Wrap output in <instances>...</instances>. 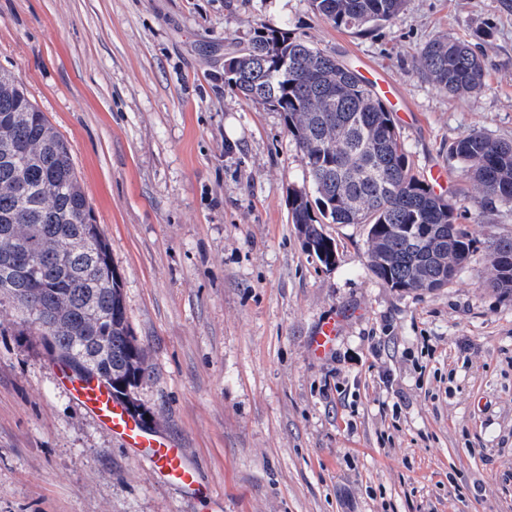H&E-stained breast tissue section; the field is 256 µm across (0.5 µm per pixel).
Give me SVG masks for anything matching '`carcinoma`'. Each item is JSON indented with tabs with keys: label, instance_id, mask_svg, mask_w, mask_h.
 Returning a JSON list of instances; mask_svg holds the SVG:
<instances>
[{
	"label": "carcinoma",
	"instance_id": "carcinoma-1",
	"mask_svg": "<svg viewBox=\"0 0 512 512\" xmlns=\"http://www.w3.org/2000/svg\"><path fill=\"white\" fill-rule=\"evenodd\" d=\"M406 0H309L334 27L354 33L393 23ZM235 64L224 89L283 115L306 159L314 199L293 190L291 221L328 263L336 247L322 225L366 224L367 267L392 288L433 293L453 281L474 252L457 223L458 206L414 172L394 113L356 71L286 29L262 26L248 45L224 56ZM426 76L451 95L474 96L485 68L472 44L450 36L426 42L419 57ZM477 183L480 208L512 204V141L471 131L449 147ZM68 142L8 72L0 70V307L18 310L44 345L100 377L132 380L146 374L145 351L125 314L122 282L106 257ZM37 264L17 279L3 255ZM492 288L512 297V237L493 244ZM39 305L59 325L47 333L30 317Z\"/></svg>",
	"mask_w": 512,
	"mask_h": 512
}]
</instances>
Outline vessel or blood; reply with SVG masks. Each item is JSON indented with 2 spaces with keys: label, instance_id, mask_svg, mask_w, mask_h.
<instances>
[{
  "label": "vessel or blood",
  "instance_id": "vessel-or-blood-1",
  "mask_svg": "<svg viewBox=\"0 0 512 512\" xmlns=\"http://www.w3.org/2000/svg\"><path fill=\"white\" fill-rule=\"evenodd\" d=\"M341 326L342 319L338 316L328 318L318 326L310 344L315 356L321 357L330 351ZM60 379L78 405L89 411L126 447L139 449L144 460L163 479L183 487L197 483L198 472L188 463L184 448L145 428L104 384L85 383L65 372L61 373Z\"/></svg>",
  "mask_w": 512,
  "mask_h": 512
}]
</instances>
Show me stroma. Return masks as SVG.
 <instances>
[{"label":"stroma","instance_id":"stroma-1","mask_svg":"<svg viewBox=\"0 0 512 512\" xmlns=\"http://www.w3.org/2000/svg\"><path fill=\"white\" fill-rule=\"evenodd\" d=\"M263 25L381 68L416 172L445 168L450 197L481 196L453 142L512 140V0H406L365 34L308 0H0V67L68 141L122 277L148 367L131 398L199 473L160 478L0 312V512H512V297L489 259L512 208L461 216L476 249L431 294L373 276L363 224L324 225L322 265L290 219L309 180L281 113L224 89L225 50ZM442 35L483 57L480 94L423 73ZM333 314L343 332L314 358ZM343 318L341 316L330 317L323 321L316 329L311 339V351L316 357H322L328 353L340 335Z\"/></svg>","mask_w":512,"mask_h":512}]
</instances>
